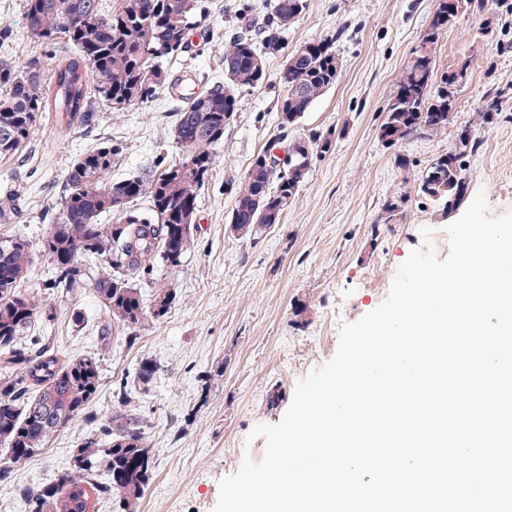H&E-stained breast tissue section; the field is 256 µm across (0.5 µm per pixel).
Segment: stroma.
I'll return each instance as SVG.
<instances>
[{
	"label": "stroma",
	"mask_w": 512,
	"mask_h": 512,
	"mask_svg": "<svg viewBox=\"0 0 512 512\" xmlns=\"http://www.w3.org/2000/svg\"><path fill=\"white\" fill-rule=\"evenodd\" d=\"M270 0H199L187 52L166 62L182 77V94L224 78L229 36L247 16L260 34ZM25 0H0V24L13 35L6 57L22 68L64 54L27 32ZM436 0H306L303 13L283 35V50L269 56L267 84L245 90L239 110L215 150L212 176L201 190L193 241L176 267L154 260L151 276L137 286L151 298L154 282L172 285L176 300L161 320L145 321L136 343L113 327L109 345L97 340L105 307L90 284L71 293L52 287L53 264L38 246L59 223L65 178L82 153L102 143L118 145L113 179L161 171L177 156L173 139L180 104L168 91L122 112L96 106L90 122L61 130L55 113H44L33 138L10 158H0V196L15 208L0 222V238L17 236L35 246L34 263L20 290L34 296L46 315L34 333L49 338L65 357H95L101 386L98 419L116 408L117 380L133 377L141 359L158 365L150 390L135 401L154 451V477L138 512H213L219 481L244 460L261 461L260 424L278 423L296 384L335 355L339 329L378 307L389 295L409 253L431 245L449 253L448 224L465 205L447 211L418 189L423 171L453 148L463 129L479 141L465 158L468 198L484 195L494 216L512 213V0H476L441 31L436 68H467L447 129L419 132L387 146L380 137L384 110L397 81L428 29ZM336 37L342 70L289 140L331 137L330 152L314 155L300 193L280 224L253 241L232 235L228 219L234 186L253 157L276 143L279 81L285 55L304 42ZM498 110L481 118L490 98ZM399 203L391 223H381L387 201ZM210 382H203V375ZM277 405H270L273 391ZM88 426L79 420L48 448L0 482V512H27L20 492L68 472Z\"/></svg>",
	"instance_id": "obj_1"
}]
</instances>
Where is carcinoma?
Segmentation results:
<instances>
[{
    "label": "carcinoma",
    "mask_w": 512,
    "mask_h": 512,
    "mask_svg": "<svg viewBox=\"0 0 512 512\" xmlns=\"http://www.w3.org/2000/svg\"><path fill=\"white\" fill-rule=\"evenodd\" d=\"M104 9L103 0H26L24 19L30 33L47 44L62 39L76 48L52 66L32 62L19 71L0 60V157L10 158L34 135L44 112H60L70 126L92 114L98 100L112 112L144 104L168 84L164 60L189 46L198 0H118ZM451 0H438L429 29L423 34L380 126L384 142L394 145L414 133L448 126L455 108L454 72L438 74L436 45L448 27ZM305 0H273L263 26L262 46L245 31L235 33L224 50V82L205 86L176 113L173 136L178 160L160 173L112 179L119 149L101 146L81 154L63 188V218L40 243L56 265L54 286L66 291L89 280L110 316L101 331L109 343L112 324L135 330L148 317L166 316L175 289L156 284L151 306H145L135 281L159 257L169 267L180 265L192 231L176 235L186 209L197 207L200 191L215 165L213 149L224 140V113L238 112L245 89L262 85L267 56L282 48L285 21L296 19ZM336 39H313L286 57L280 81V129L295 125L313 102L337 81L342 61ZM478 140L461 131L457 147L438 156L418 184L422 194L454 209L466 196L463 158ZM312 160L296 171H280L258 153L235 191L230 231L258 240L281 222L298 197ZM149 199L148 211L138 207ZM112 218L105 224L102 219ZM102 258L95 274L82 268L81 256ZM33 264L32 247L21 237L0 241V442L9 461L0 466V481L11 468L38 455L51 438L82 419L91 426L92 442L78 445L73 468L56 482L23 491L28 512H98L100 500L118 501L121 512L136 505L153 480V449L147 445L143 419L128 383L116 388L117 407L98 422L93 404L101 374L93 357L63 360L54 345L34 340L27 350L19 341L43 315L38 300L18 290ZM155 365L144 359L137 370L139 390H148Z\"/></svg>",
    "instance_id": "obj_1"
}]
</instances>
